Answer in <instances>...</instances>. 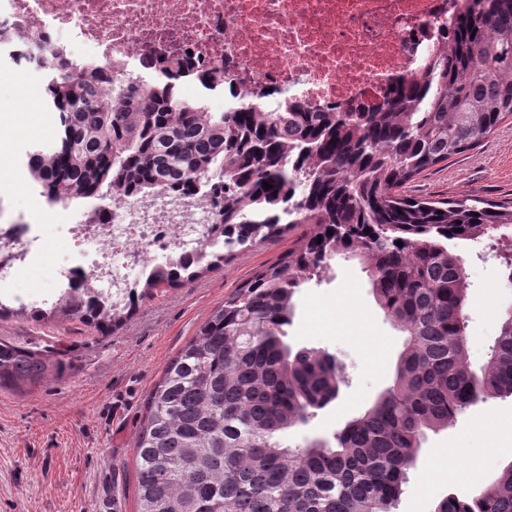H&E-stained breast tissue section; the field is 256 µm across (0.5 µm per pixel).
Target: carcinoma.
I'll return each instance as SVG.
<instances>
[{"instance_id": "cac0c4a2", "label": "carcinoma", "mask_w": 512, "mask_h": 512, "mask_svg": "<svg viewBox=\"0 0 512 512\" xmlns=\"http://www.w3.org/2000/svg\"><path fill=\"white\" fill-rule=\"evenodd\" d=\"M453 31L450 47L428 53L418 75L377 103L328 111L292 101L269 112L251 100L211 112L177 93L171 80L183 66L165 56L153 71L157 92L140 78L102 85L93 64L63 59L45 69L44 105L58 113V141L31 147L25 165L47 201L96 200L90 211L104 216L105 199L218 198L208 246L224 252L150 266L122 306L68 292L34 314L117 329L155 289L311 226L225 298L164 367L133 445L138 512H395L427 432L447 429L479 402L512 396V313L474 369L468 277L448 250L450 240L512 227V206L405 194L416 176L512 116V0H464ZM197 79L215 91L229 73L216 66ZM338 260L363 266L377 305L405 336L403 349L392 383L365 411L332 439L293 447L288 431L335 401L342 377L333 355L292 350L286 328L298 290ZM49 367L0 338V388L38 381ZM434 512H512V462L491 485L449 494Z\"/></svg>"}]
</instances>
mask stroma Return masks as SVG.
I'll return each mask as SVG.
<instances>
[{
	"label": "stroma",
	"mask_w": 512,
	"mask_h": 512,
	"mask_svg": "<svg viewBox=\"0 0 512 512\" xmlns=\"http://www.w3.org/2000/svg\"><path fill=\"white\" fill-rule=\"evenodd\" d=\"M0 111L11 128L0 144V195L5 213L27 210L30 195L19 180L23 142L33 139L31 118L16 108L13 83L0 77ZM410 195L446 200L463 196L512 203V117L477 148L418 175ZM297 225L284 237L238 250L221 269L179 288H159L112 333L78 320L37 318L41 298L53 291V269L68 252L55 239L45 266L16 276L13 291L24 313L0 317V338L39 351L54 367L42 380L0 389V512H136L133 441L146 415V401L165 365L195 335L225 297L256 272L276 262L305 232ZM470 283L467 334L473 367L486 360L502 317L512 311V284L501 248L493 242L452 240ZM287 341L336 356L344 381L336 400L308 426L291 430L288 442L328 439L346 420L369 406L391 382L402 350L401 334L376 305L361 265L339 261L321 283L295 297ZM469 450L448 477L443 450L456 440ZM512 443V397L477 403L452 427L429 434L396 512H434L448 495L489 486L512 461L492 445Z\"/></svg>",
	"instance_id": "35a3bbf8"
}]
</instances>
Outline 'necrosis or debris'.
<instances>
[{"label": "necrosis or debris", "instance_id": "1", "mask_svg": "<svg viewBox=\"0 0 512 512\" xmlns=\"http://www.w3.org/2000/svg\"><path fill=\"white\" fill-rule=\"evenodd\" d=\"M458 0H0V27L23 38L0 43V70L21 107L40 104L46 85L16 54L100 63L112 78L163 55L199 67L229 65L239 98L271 88L313 108L373 103L420 69ZM216 206L166 196L125 200L112 220L84 215L61 227L74 260L55 286L90 288L120 300L130 272L154 258L199 247ZM51 245L44 225L0 218V289L35 267Z\"/></svg>", "mask_w": 512, "mask_h": 512}]
</instances>
